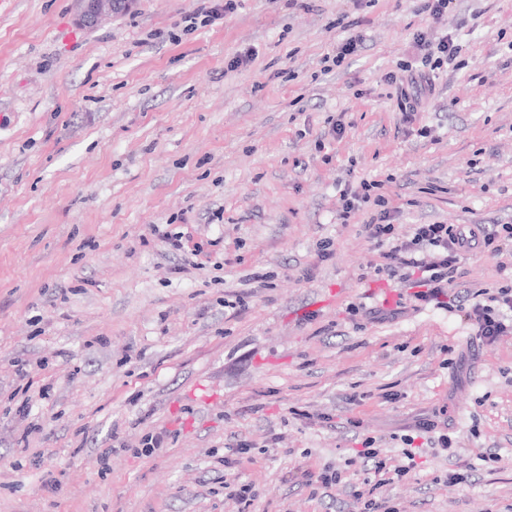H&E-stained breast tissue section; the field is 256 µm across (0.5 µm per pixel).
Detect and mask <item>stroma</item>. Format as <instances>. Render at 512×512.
<instances>
[{
  "label": "stroma",
  "instance_id": "35a3bbf8",
  "mask_svg": "<svg viewBox=\"0 0 512 512\" xmlns=\"http://www.w3.org/2000/svg\"><path fill=\"white\" fill-rule=\"evenodd\" d=\"M223 2L135 0L93 30L74 0L0 9V512H238L228 476L249 512H363L355 449L397 462L406 434L416 474L376 498L512 512V333L482 346L432 302L373 317L400 286L364 214L337 218L367 178L405 228L512 224V0H240L186 30ZM443 38L404 124L387 77ZM509 283L512 248L462 255L458 292ZM328 464L343 487L313 488ZM224 488L228 490L227 496L230 500H234L239 505H243L239 512H246V507L253 505L258 497V491L255 487L246 481H241L239 477L231 480H224Z\"/></svg>",
  "mask_w": 512,
  "mask_h": 512
}]
</instances>
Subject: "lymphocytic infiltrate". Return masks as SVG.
Returning a JSON list of instances; mask_svg holds the SVG:
<instances>
[{
    "instance_id": "lymphocytic-infiltrate-1",
    "label": "lymphocytic infiltrate",
    "mask_w": 512,
    "mask_h": 512,
    "mask_svg": "<svg viewBox=\"0 0 512 512\" xmlns=\"http://www.w3.org/2000/svg\"><path fill=\"white\" fill-rule=\"evenodd\" d=\"M454 46L440 40L435 52L424 54L419 69L410 71L400 91V107L404 122H412L426 92L431 91L434 73L445 59L453 57ZM377 182L361 181L359 189H345L341 195L340 220H349L366 203H374L372 213L361 230L380 250L382 262L376 273L400 278L420 301L443 304L444 291L453 287L462 254L472 251L498 255L506 242H512V224H415L402 231L395 224V211L387 199L377 194ZM465 316L485 346H493L500 336L512 332V287L487 292L483 299L471 303Z\"/></svg>"
}]
</instances>
